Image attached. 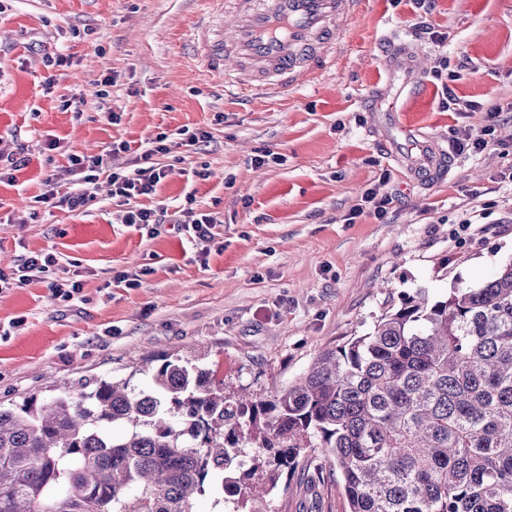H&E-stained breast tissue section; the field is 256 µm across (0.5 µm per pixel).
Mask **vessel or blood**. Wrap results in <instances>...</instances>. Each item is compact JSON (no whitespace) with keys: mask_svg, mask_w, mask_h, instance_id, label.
Masks as SVG:
<instances>
[{"mask_svg":"<svg viewBox=\"0 0 512 512\" xmlns=\"http://www.w3.org/2000/svg\"><path fill=\"white\" fill-rule=\"evenodd\" d=\"M190 30L207 78L250 98L311 84L336 58V35L364 0H200ZM232 31H225V17Z\"/></svg>","mask_w":512,"mask_h":512,"instance_id":"vessel-or-blood-1","label":"vessel or blood"}]
</instances>
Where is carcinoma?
I'll return each instance as SVG.
<instances>
[{"instance_id":"1","label":"carcinoma","mask_w":512,"mask_h":512,"mask_svg":"<svg viewBox=\"0 0 512 512\" xmlns=\"http://www.w3.org/2000/svg\"><path fill=\"white\" fill-rule=\"evenodd\" d=\"M144 363L142 389L0 409V512H195L207 487L265 512L247 506L258 481L307 448L336 462L349 512H512V264L435 302L403 294L266 398H226L179 354Z\"/></svg>"}]
</instances>
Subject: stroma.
<instances>
[{"label":"stroma","instance_id":"1","mask_svg":"<svg viewBox=\"0 0 512 512\" xmlns=\"http://www.w3.org/2000/svg\"><path fill=\"white\" fill-rule=\"evenodd\" d=\"M198 10L197 0H0V152L27 161L15 181L0 182V272L12 275L33 253L58 259L43 279L0 286L2 407L78 396L85 379L142 388L145 354L189 345L225 395L264 397L324 348L371 331L401 294L436 301L512 263V182L503 178L512 170V0H435L423 18L412 0H365L339 35L334 69L246 101L223 80L198 77L188 36ZM421 18L441 41L416 37ZM387 38L413 69L383 65ZM60 53L69 66H48ZM444 67L459 101L480 111L443 108L433 74ZM75 94L85 99L79 113L65 105ZM388 106L401 127L385 120ZM493 106L501 112L488 148L454 152L453 130L481 134ZM200 129L208 142L185 146ZM161 133L172 147L147 201L163 216L155 234L122 223L126 206L105 181L77 212L38 203L67 191L59 175L69 154L126 141L118 161L132 169ZM414 133L439 147L438 172L409 171ZM266 151L275 160L256 164ZM203 169L208 179L198 178ZM384 175L393 197L385 219L350 218ZM189 204L219 220L209 254L174 222ZM120 272L136 285L116 283ZM75 277L80 298L54 295L51 282ZM264 505L348 508L332 467L281 479Z\"/></svg>","mask_w":512,"mask_h":512}]
</instances>
